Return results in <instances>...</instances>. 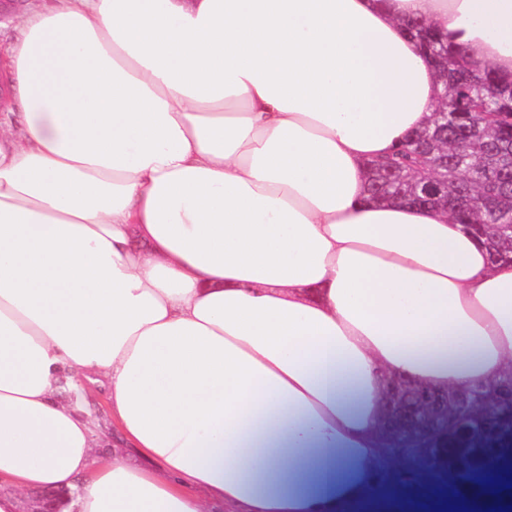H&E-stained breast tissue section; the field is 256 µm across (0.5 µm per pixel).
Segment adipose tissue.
Returning a JSON list of instances; mask_svg holds the SVG:
<instances>
[{"instance_id": "ef3b65f1", "label": "adipose tissue", "mask_w": 512, "mask_h": 512, "mask_svg": "<svg viewBox=\"0 0 512 512\" xmlns=\"http://www.w3.org/2000/svg\"><path fill=\"white\" fill-rule=\"evenodd\" d=\"M512 80V0H74L0 57V512H345L388 380L512 377V262L368 166L441 86ZM108 390L111 431L60 400ZM122 449L108 450L109 435Z\"/></svg>"}]
</instances>
